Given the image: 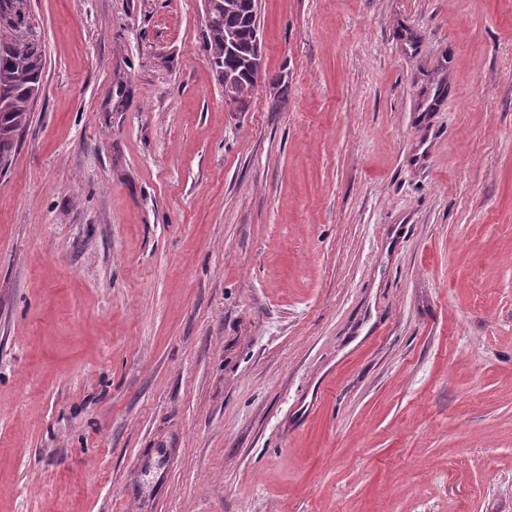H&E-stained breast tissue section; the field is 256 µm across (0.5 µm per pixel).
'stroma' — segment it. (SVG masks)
I'll return each mask as SVG.
<instances>
[{
    "mask_svg": "<svg viewBox=\"0 0 512 512\" xmlns=\"http://www.w3.org/2000/svg\"><path fill=\"white\" fill-rule=\"evenodd\" d=\"M32 10L0 512H512V0ZM213 8L210 14V3ZM247 1L245 0H204L205 23L210 19L206 34L205 44L209 63L220 76L224 86V98L227 101H236L238 98L252 95L256 86L250 82L246 75L248 61L254 57L253 24L249 17ZM205 25V27H206ZM233 31L238 41V55L224 60V54H233L232 38L224 40V32Z\"/></svg>",
    "mask_w": 512,
    "mask_h": 512,
    "instance_id": "obj_1",
    "label": "stroma"
}]
</instances>
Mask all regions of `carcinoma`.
Segmentation results:
<instances>
[{"label":"carcinoma","mask_w":512,"mask_h":512,"mask_svg":"<svg viewBox=\"0 0 512 512\" xmlns=\"http://www.w3.org/2000/svg\"><path fill=\"white\" fill-rule=\"evenodd\" d=\"M253 30L246 0H214L205 44L212 69L224 73V98L232 102L255 90L246 75L254 57ZM226 31L234 32L238 41V55L227 60ZM44 67V39L29 0H0V167L8 164L29 125Z\"/></svg>","instance_id":"1"}]
</instances>
